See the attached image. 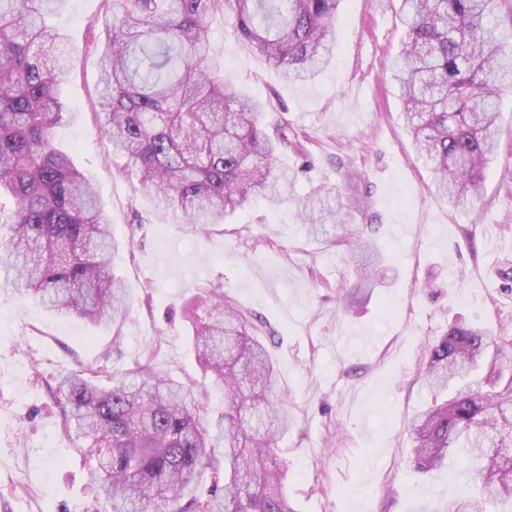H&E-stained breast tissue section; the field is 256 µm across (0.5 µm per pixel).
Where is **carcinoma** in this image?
Returning a JSON list of instances; mask_svg holds the SVG:
<instances>
[{"label":"carcinoma","mask_w":512,"mask_h":512,"mask_svg":"<svg viewBox=\"0 0 512 512\" xmlns=\"http://www.w3.org/2000/svg\"><path fill=\"white\" fill-rule=\"evenodd\" d=\"M68 0H0V266L14 288L59 316L121 325L128 294L112 273L117 243L93 187L59 148L53 128L74 118L62 98L70 75L65 35L49 19ZM343 0H103L97 115L112 151L127 159L159 208L203 228L256 197L292 193L275 165L289 143L284 117L269 134L263 104L224 81L211 54L220 16L244 54L284 80H309L336 49ZM512 0H403L404 40L392 78L418 154L435 163L438 194L459 206L478 195L499 146L497 98L512 90V32L497 13ZM317 229L341 212L329 194L294 197ZM218 310L204 322L195 308ZM193 348L224 395L202 421L200 392L136 367L112 385L92 366L56 380L62 431L90 467L103 512H294L283 490L277 436L288 417L271 403L275 370L254 336L258 318L210 288L188 310ZM481 328L453 326L427 350L422 372L437 392L413 424L417 468H443L465 451L482 475L448 512H512V368L488 354ZM224 449V466L215 449ZM211 486L199 491L205 469Z\"/></svg>","instance_id":"1"}]
</instances>
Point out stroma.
Here are the masks:
<instances>
[{
	"label": "stroma",
	"mask_w": 512,
	"mask_h": 512,
	"mask_svg": "<svg viewBox=\"0 0 512 512\" xmlns=\"http://www.w3.org/2000/svg\"><path fill=\"white\" fill-rule=\"evenodd\" d=\"M401 0H344L330 63L284 82L243 55L221 22L211 44L226 80L285 117L292 144L278 167L294 192L326 188L340 223L309 231L292 202L252 201L200 232L162 213L98 128L97 46L102 0H69L52 22L68 38L64 99L77 118L55 139L97 186L119 248L115 274L131 296L122 328L61 318L38 296L5 288L0 270V512H98L79 451L61 431L50 387L82 366L119 375L148 363L207 388L209 415L224 397L205 377L185 311L204 289L256 314L276 370L274 401L288 412L278 441L295 512H447L479 485L464 456L455 473L418 472L411 424L433 397L420 377L429 345L449 324L512 341V93L499 106L500 149L477 200L454 207L419 159L385 70L405 36Z\"/></svg>",
	"instance_id": "stroma-1"
}]
</instances>
